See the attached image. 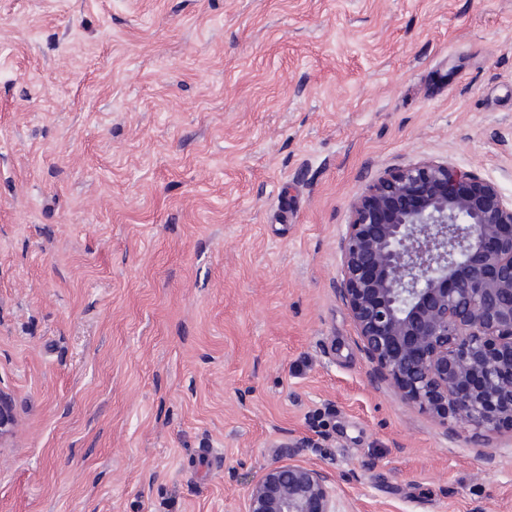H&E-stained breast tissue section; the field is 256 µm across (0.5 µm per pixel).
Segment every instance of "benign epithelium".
I'll return each instance as SVG.
<instances>
[{
	"mask_svg": "<svg viewBox=\"0 0 512 512\" xmlns=\"http://www.w3.org/2000/svg\"><path fill=\"white\" fill-rule=\"evenodd\" d=\"M337 290L376 381L470 438L512 427V199L436 161L372 180L339 240ZM16 427L0 388V446ZM245 512H339L330 473L262 468Z\"/></svg>",
	"mask_w": 512,
	"mask_h": 512,
	"instance_id": "1",
	"label": "benign epithelium"
}]
</instances>
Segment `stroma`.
<instances>
[{
  "mask_svg": "<svg viewBox=\"0 0 512 512\" xmlns=\"http://www.w3.org/2000/svg\"><path fill=\"white\" fill-rule=\"evenodd\" d=\"M425 159L512 199V0H0V512H244L288 462L512 512V431L372 383L336 289ZM16 427V414L12 395L0 388V446L10 441Z\"/></svg>",
  "mask_w": 512,
  "mask_h": 512,
  "instance_id": "1",
  "label": "stroma"
}]
</instances>
